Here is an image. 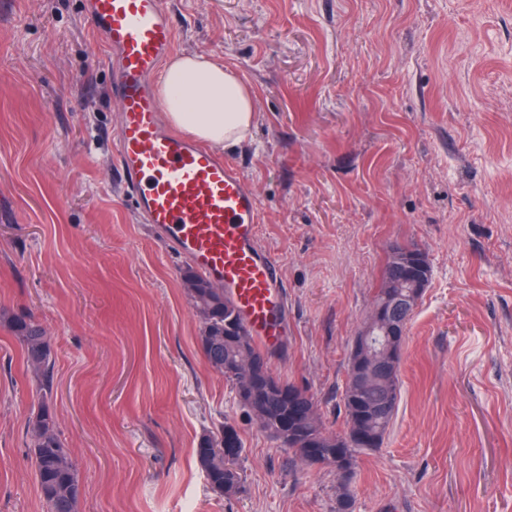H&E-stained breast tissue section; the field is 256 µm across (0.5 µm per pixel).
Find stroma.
<instances>
[{
    "label": "stroma",
    "instance_id": "35a3bbf8",
    "mask_svg": "<svg viewBox=\"0 0 512 512\" xmlns=\"http://www.w3.org/2000/svg\"><path fill=\"white\" fill-rule=\"evenodd\" d=\"M178 53L253 90L222 149L261 212L288 326L269 364L344 427L350 346L389 254L425 253L397 413L342 480L264 433L209 366L184 259L143 224L113 160L112 69L84 0H0V309L49 337V401L79 512H512V0H173ZM39 406L0 325V512H46ZM232 424L244 489L194 455Z\"/></svg>",
    "mask_w": 512,
    "mask_h": 512
}]
</instances>
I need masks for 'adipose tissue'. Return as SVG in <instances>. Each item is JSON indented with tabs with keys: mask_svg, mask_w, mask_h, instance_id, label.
<instances>
[{
	"mask_svg": "<svg viewBox=\"0 0 512 512\" xmlns=\"http://www.w3.org/2000/svg\"><path fill=\"white\" fill-rule=\"evenodd\" d=\"M166 119L213 147L246 143L256 121L250 88L211 56L182 53L165 67Z\"/></svg>",
	"mask_w": 512,
	"mask_h": 512,
	"instance_id": "obj_1",
	"label": "adipose tissue"
}]
</instances>
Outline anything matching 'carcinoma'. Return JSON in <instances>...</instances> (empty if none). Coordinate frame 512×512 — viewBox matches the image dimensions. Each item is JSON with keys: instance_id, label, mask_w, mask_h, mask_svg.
I'll return each mask as SVG.
<instances>
[{"instance_id": "cac0c4a2", "label": "carcinoma", "mask_w": 512, "mask_h": 512, "mask_svg": "<svg viewBox=\"0 0 512 512\" xmlns=\"http://www.w3.org/2000/svg\"><path fill=\"white\" fill-rule=\"evenodd\" d=\"M219 293H224V289H210L213 303L211 309L203 316L204 326L200 345L210 367L224 375L225 379L233 382L238 388V376L225 372L224 364L217 360V356L245 353L260 358L268 356V352L249 335L236 304L228 297L222 302L219 301ZM0 324L16 335L23 348L26 363L33 368L38 380L40 405L29 419V432L39 489L47 504V512H78L79 482L71 450L60 438L56 416L47 404V400L52 396L54 382L52 345L43 328L29 316L0 313ZM398 392L397 387L389 394L378 386L357 392L343 389L342 404L346 416L344 430L336 434L328 433L323 423H312L305 433L288 440V449L300 459L302 455L297 452L299 448L329 447L341 455L349 468H354L357 454L367 449V446L354 436V425L363 422L372 430L381 429L376 441V445H381L395 413ZM384 404L387 405L384 418L378 421L371 420L369 410ZM307 408L308 404L303 401L290 403L286 399L273 398L267 401L265 406L266 420L269 424L280 422ZM221 439L224 440V447L228 448L229 453L238 458L242 456L243 442L232 425L226 423L221 426ZM211 447V439L205 438L195 449V455L201 470L205 473L210 490L221 497L224 495L226 484L241 488L242 477L236 469L224 470V461H217L210 455Z\"/></svg>"}]
</instances>
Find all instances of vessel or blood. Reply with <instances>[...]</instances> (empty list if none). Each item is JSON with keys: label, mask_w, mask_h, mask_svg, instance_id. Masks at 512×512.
Returning <instances> with one entry per match:
<instances>
[{"label": "vessel or blood", "mask_w": 512, "mask_h": 512, "mask_svg": "<svg viewBox=\"0 0 512 512\" xmlns=\"http://www.w3.org/2000/svg\"><path fill=\"white\" fill-rule=\"evenodd\" d=\"M84 10L112 59L115 166L138 212L231 295L261 345L277 346L286 291L275 256L259 244L256 195L236 165L162 123L159 79L176 39L170 0H84Z\"/></svg>", "instance_id": "obj_1"}]
</instances>
